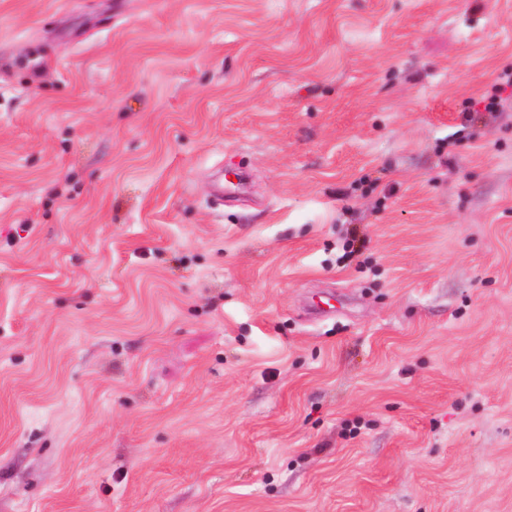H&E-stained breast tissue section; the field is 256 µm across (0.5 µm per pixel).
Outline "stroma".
I'll use <instances>...</instances> for the list:
<instances>
[{
	"mask_svg": "<svg viewBox=\"0 0 512 512\" xmlns=\"http://www.w3.org/2000/svg\"><path fill=\"white\" fill-rule=\"evenodd\" d=\"M511 74L512 0H0V512H512Z\"/></svg>",
	"mask_w": 512,
	"mask_h": 512,
	"instance_id": "stroma-1",
	"label": "stroma"
}]
</instances>
